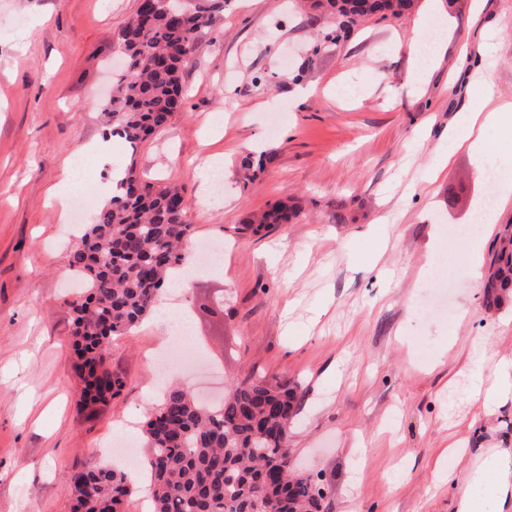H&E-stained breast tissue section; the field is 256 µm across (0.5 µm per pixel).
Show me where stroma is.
<instances>
[{
    "mask_svg": "<svg viewBox=\"0 0 512 512\" xmlns=\"http://www.w3.org/2000/svg\"><path fill=\"white\" fill-rule=\"evenodd\" d=\"M415 0L403 17L369 20L325 41L326 20L302 0H227L198 33L182 113L138 149L108 139L87 171L110 202L112 171L175 184L188 203L200 266L179 306L191 341L224 379L257 371L301 395L294 458L332 486L331 512H455L457 490L435 486L447 436L463 467L512 456V394L485 413L448 403L470 341L486 366L512 356V298L488 307L472 271L440 261L444 233L470 224L494 195L467 149L449 151L463 117L512 104V0ZM138 0H0V512H72L73 467L115 464L117 428L141 425L153 404L152 357L170 339L151 315L112 342L126 386L94 418L78 406L68 256L79 228L47 201L73 152L104 138L93 103L106 99L116 38ZM440 51L415 86L410 44ZM271 161L259 177L248 152ZM221 154L224 191L197 202L198 171ZM284 200L295 217L261 233L246 221ZM221 240L224 257L203 262ZM440 365H432L436 354ZM403 463L391 486L386 469Z\"/></svg>",
    "mask_w": 512,
    "mask_h": 512,
    "instance_id": "stroma-1",
    "label": "stroma"
}]
</instances>
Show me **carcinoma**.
Returning a JSON list of instances; mask_svg holds the SVG:
<instances>
[{
    "mask_svg": "<svg viewBox=\"0 0 512 512\" xmlns=\"http://www.w3.org/2000/svg\"><path fill=\"white\" fill-rule=\"evenodd\" d=\"M226 0H155L150 17L133 14L118 34L128 70L100 105L104 135L137 144L183 109L182 71L195 49L192 32L209 27ZM414 0H312L311 8L349 30L372 18H399ZM121 192L101 206L69 254L87 283L73 304V347L81 403L94 412L119 395L124 375L112 370V338L158 309L167 274L182 265L190 240L185 199L176 186L140 180L124 169ZM283 203L249 220L258 232L286 224ZM486 300L512 288V235L503 238L484 285ZM300 400L295 384L250 373L235 379L217 405L200 403L185 386H169L142 425L151 512H329L320 474L295 471L289 429ZM74 512H125L134 492L128 476L106 466L68 474Z\"/></svg>",
    "mask_w": 512,
    "mask_h": 512,
    "instance_id": "cac0c4a2",
    "label": "carcinoma"
}]
</instances>
